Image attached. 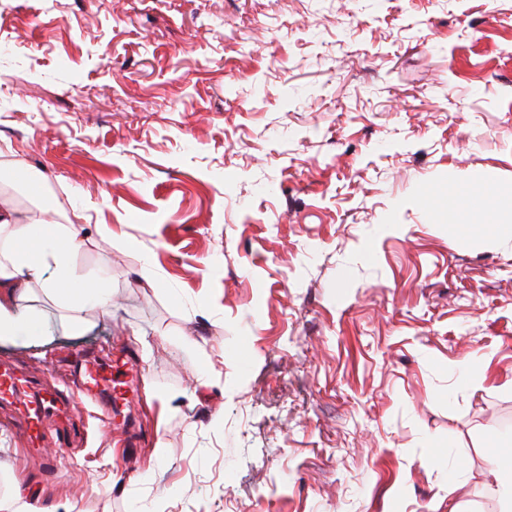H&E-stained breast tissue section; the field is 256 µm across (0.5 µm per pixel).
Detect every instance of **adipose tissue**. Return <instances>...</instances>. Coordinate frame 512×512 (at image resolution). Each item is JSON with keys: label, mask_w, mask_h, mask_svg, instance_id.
<instances>
[{"label": "adipose tissue", "mask_w": 512, "mask_h": 512, "mask_svg": "<svg viewBox=\"0 0 512 512\" xmlns=\"http://www.w3.org/2000/svg\"><path fill=\"white\" fill-rule=\"evenodd\" d=\"M2 227L9 235L0 237V340L17 333L25 317L20 302L36 285L70 311L91 296L101 313H108V295L95 293L73 265L80 248L74 224L57 223L42 208L22 214L0 206ZM49 269L54 272L50 278L45 275Z\"/></svg>", "instance_id": "1"}]
</instances>
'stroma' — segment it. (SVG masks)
I'll return each instance as SVG.
<instances>
[{
	"label": "stroma",
	"instance_id": "1",
	"mask_svg": "<svg viewBox=\"0 0 512 512\" xmlns=\"http://www.w3.org/2000/svg\"><path fill=\"white\" fill-rule=\"evenodd\" d=\"M48 197L112 310L33 291L0 359L144 382L53 468L0 425V502L501 512L512 0H0V201Z\"/></svg>",
	"mask_w": 512,
	"mask_h": 512
}]
</instances>
